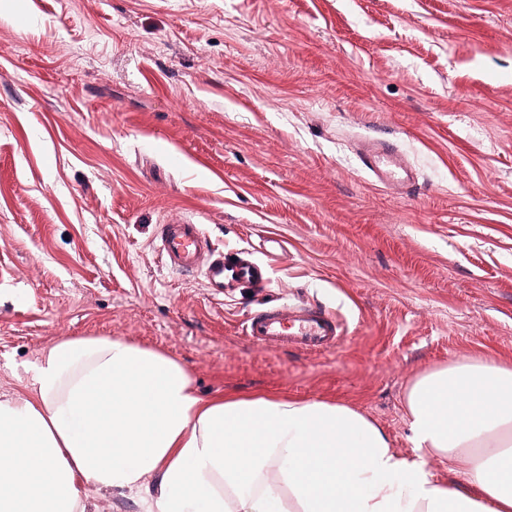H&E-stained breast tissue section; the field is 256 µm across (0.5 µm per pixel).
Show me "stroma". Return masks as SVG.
<instances>
[{
    "label": "stroma",
    "mask_w": 512,
    "mask_h": 512,
    "mask_svg": "<svg viewBox=\"0 0 512 512\" xmlns=\"http://www.w3.org/2000/svg\"><path fill=\"white\" fill-rule=\"evenodd\" d=\"M365 139L420 190L377 185ZM176 217L265 280L163 264ZM297 301L338 348L244 337ZM77 337L163 352L206 398L347 405L411 454L414 376L512 366V0H0V395ZM144 498L91 487L87 512ZM208 288L223 292L224 288L258 280L262 277L259 265L238 255H224V259H215L203 271Z\"/></svg>",
    "instance_id": "35a3bbf8"
}]
</instances>
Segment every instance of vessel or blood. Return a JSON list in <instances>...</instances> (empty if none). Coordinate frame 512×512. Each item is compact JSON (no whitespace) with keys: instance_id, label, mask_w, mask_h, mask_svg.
Segmentation results:
<instances>
[{"instance_id":"b4317fda","label":"vessel or blood","mask_w":512,"mask_h":512,"mask_svg":"<svg viewBox=\"0 0 512 512\" xmlns=\"http://www.w3.org/2000/svg\"><path fill=\"white\" fill-rule=\"evenodd\" d=\"M360 162L379 183L399 193L410 194L418 188L414 169L385 144L367 143ZM209 247L210 239L199 222L173 218L161 226L158 244L161 258L180 270H202L208 287L220 292L261 278L259 265L236 255H228L213 260L207 267H200L199 256ZM242 332L256 344L275 349L293 347L311 353L336 349L344 339L342 322L334 312L305 303L257 310L247 318Z\"/></svg>"}]
</instances>
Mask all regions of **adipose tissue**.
I'll use <instances>...</instances> for the list:
<instances>
[{"mask_svg": "<svg viewBox=\"0 0 512 512\" xmlns=\"http://www.w3.org/2000/svg\"><path fill=\"white\" fill-rule=\"evenodd\" d=\"M404 407L409 456L351 407L205 398L164 353L67 338L0 398V512H86L89 486L146 491V512H512V368L428 370Z\"/></svg>", "mask_w": 512, "mask_h": 512, "instance_id": "ef3b65f1", "label": "adipose tissue"}]
</instances>
